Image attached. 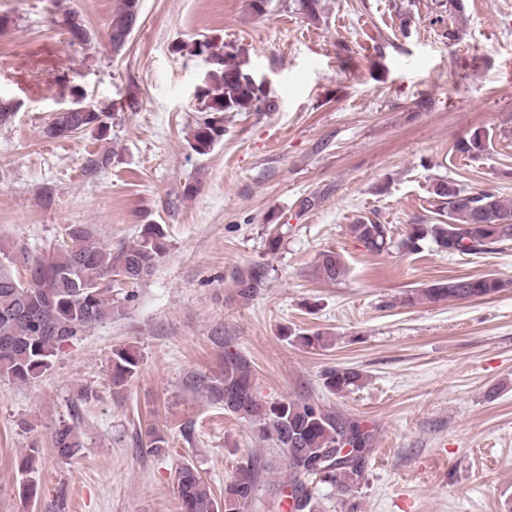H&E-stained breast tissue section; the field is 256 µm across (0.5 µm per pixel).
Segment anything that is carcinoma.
<instances>
[{"label":"carcinoma","mask_w":512,"mask_h":512,"mask_svg":"<svg viewBox=\"0 0 512 512\" xmlns=\"http://www.w3.org/2000/svg\"><path fill=\"white\" fill-rule=\"evenodd\" d=\"M299 10L314 23L324 14L323 0H297ZM140 18V0H119L108 25L112 52H121L131 39ZM61 25L69 34V44L85 47L96 40L84 19L76 11H65ZM208 53L215 60L207 86L201 116L196 121L190 147L198 155H207L224 137V114L228 112H270L272 103L262 87L239 73L240 65L223 47L197 42L194 53ZM92 112L59 111L42 128L44 138L67 139L89 131L105 135L112 114L104 103H93ZM15 101L0 97V126L14 120ZM490 133L474 131L458 141L455 151L471 156L486 150ZM431 194L448 208V221L440 224H411L399 239L392 238L389 225L362 218L348 225L351 236L372 252L391 248L409 254L421 250L425 241L450 253L475 254L493 245L512 241V202H506L492 190L469 191L456 182L439 180ZM89 224H71L62 239L48 253L18 245L0 263V377L31 384L52 365L57 352L70 340L94 325L121 314L106 296L104 282L123 276L126 284L137 285L150 276L167 251L161 225L146 223L134 243L112 252L95 242ZM316 272L335 282L346 274L344 257L333 250L319 255ZM269 269L250 263L236 268L233 283L238 299L247 303L266 288ZM508 288L501 278L486 274L450 278L428 285L418 296L430 302L484 298ZM222 350L223 363L211 376L192 378L207 397L224 412L244 422L256 439L273 445L285 457L288 481L281 487L280 506L289 512H315L313 484L339 486L346 495L358 491L365 480L364 452L371 433L364 426L316 402L307 400L265 401L254 388L251 361L242 352L231 349L230 339L221 328L211 336ZM140 355L132 347L112 352V381L120 385L137 375ZM354 368H332L324 373V386L338 394L362 381ZM147 452L161 455L168 448L165 435L147 432ZM57 455L65 460L79 456L83 449L81 434L74 425L63 424L52 437ZM36 449L18 465L22 488L29 496L37 494ZM261 479L254 460L239 465L234 478L224 484V498L216 500L199 471L184 463L177 474V492L181 512H241L251 501Z\"/></svg>","instance_id":"carcinoma-1"}]
</instances>
